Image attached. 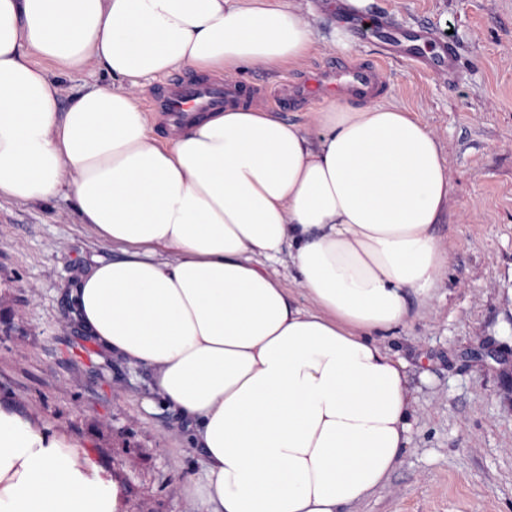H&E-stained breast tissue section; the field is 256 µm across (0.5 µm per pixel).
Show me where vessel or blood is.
I'll return each instance as SVG.
<instances>
[{
    "label": "vessel or blood",
    "mask_w": 512,
    "mask_h": 512,
    "mask_svg": "<svg viewBox=\"0 0 512 512\" xmlns=\"http://www.w3.org/2000/svg\"><path fill=\"white\" fill-rule=\"evenodd\" d=\"M369 33L382 46L381 59L363 63L336 62L314 68L304 76L280 84L274 94L283 110L305 106L316 98L346 97L371 100L389 82L386 60L401 57L416 63L425 72L441 74L455 71L456 53L450 43L438 37L427 25L413 31L412 43H405L395 25L384 19L370 21ZM248 92L237 84L220 79H178L162 93L149 96L151 111L162 113L166 126L180 127L213 112L246 101Z\"/></svg>",
    "instance_id": "b4317fda"
}]
</instances>
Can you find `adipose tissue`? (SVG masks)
<instances>
[{
  "label": "adipose tissue",
  "instance_id": "1",
  "mask_svg": "<svg viewBox=\"0 0 512 512\" xmlns=\"http://www.w3.org/2000/svg\"><path fill=\"white\" fill-rule=\"evenodd\" d=\"M313 49L307 24L266 0H0V195H72L122 247L73 299L98 348L152 366L193 426L198 512H341L410 442L405 364L383 339L448 266L439 143L383 102L328 105L316 138L230 106L161 141L126 90L177 69L295 66ZM91 58L111 84L61 107L49 67ZM259 256L288 257L310 308ZM0 512L112 510L89 459L0 413Z\"/></svg>",
  "mask_w": 512,
  "mask_h": 512
}]
</instances>
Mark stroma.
<instances>
[{
    "label": "stroma",
    "mask_w": 512,
    "mask_h": 512,
    "mask_svg": "<svg viewBox=\"0 0 512 512\" xmlns=\"http://www.w3.org/2000/svg\"><path fill=\"white\" fill-rule=\"evenodd\" d=\"M312 33L298 66L256 62L236 83L268 89L336 59L376 58L377 42L321 0H278ZM358 16L453 43L449 76L388 62L383 98L439 141L450 193L435 234L448 270L425 304L386 339L406 364L412 440L389 480L349 512H512V0H365ZM62 105L110 83L95 59L55 75ZM118 246L83 224L72 197H0V412L61 453L88 452L114 512H195L203 458L187 423L162 406L154 370L98 351L70 290Z\"/></svg>",
    "instance_id": "1"
}]
</instances>
